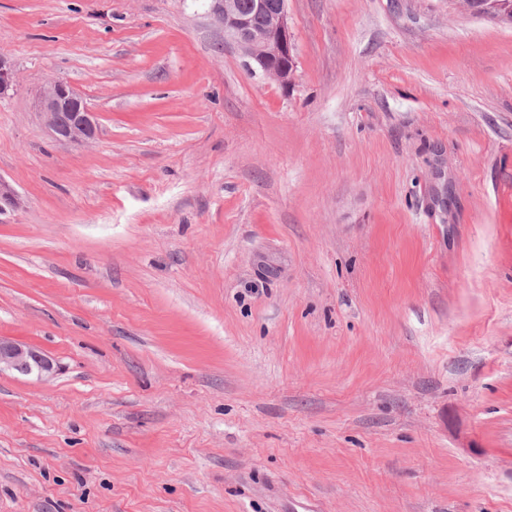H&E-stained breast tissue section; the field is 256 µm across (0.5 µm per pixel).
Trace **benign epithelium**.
Segmentation results:
<instances>
[{
    "mask_svg": "<svg viewBox=\"0 0 512 512\" xmlns=\"http://www.w3.org/2000/svg\"><path fill=\"white\" fill-rule=\"evenodd\" d=\"M456 7L473 16L512 21V0H488L484 10L469 6L467 0H453ZM255 10L265 13L261 28L240 11L237 0H214L213 14L224 27V33L238 43L263 76L289 85L296 72V60L287 0H254ZM17 83V73L10 60L0 55V97ZM37 108L52 133L60 140L81 146L97 135L94 112L84 96L62 79L47 82L37 99ZM6 370L23 375L33 373L49 377L56 371L54 360L29 344L0 338V373Z\"/></svg>",
    "mask_w": 512,
    "mask_h": 512,
    "instance_id": "obj_1",
    "label": "benign epithelium"
}]
</instances>
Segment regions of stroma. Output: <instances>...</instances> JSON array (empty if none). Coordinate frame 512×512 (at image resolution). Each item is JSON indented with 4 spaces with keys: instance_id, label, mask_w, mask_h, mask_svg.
Segmentation results:
<instances>
[{
    "instance_id": "35a3bbf8",
    "label": "stroma",
    "mask_w": 512,
    "mask_h": 512,
    "mask_svg": "<svg viewBox=\"0 0 512 512\" xmlns=\"http://www.w3.org/2000/svg\"><path fill=\"white\" fill-rule=\"evenodd\" d=\"M212 5L0 0V512H512V25L288 0L285 87ZM37 108L59 140L81 146L97 135L95 114L86 99L62 79H53L43 86ZM54 360L29 344L0 338V373L6 370L23 375L49 377L56 371Z\"/></svg>"
}]
</instances>
